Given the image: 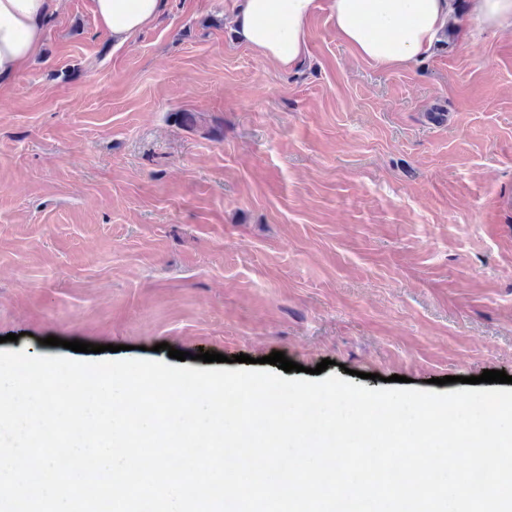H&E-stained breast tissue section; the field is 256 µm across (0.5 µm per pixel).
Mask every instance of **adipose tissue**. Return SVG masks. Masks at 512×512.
<instances>
[{"mask_svg":"<svg viewBox=\"0 0 512 512\" xmlns=\"http://www.w3.org/2000/svg\"><path fill=\"white\" fill-rule=\"evenodd\" d=\"M60 0H0V86L41 54ZM165 0H92V12L115 45L129 44L162 13ZM317 0H239L231 15L240 42L282 70L309 53L308 23ZM336 34L375 66L418 64L447 29L462 26L455 0H328Z\"/></svg>","mask_w":512,"mask_h":512,"instance_id":"ef3b65f1","label":"adipose tissue"}]
</instances>
